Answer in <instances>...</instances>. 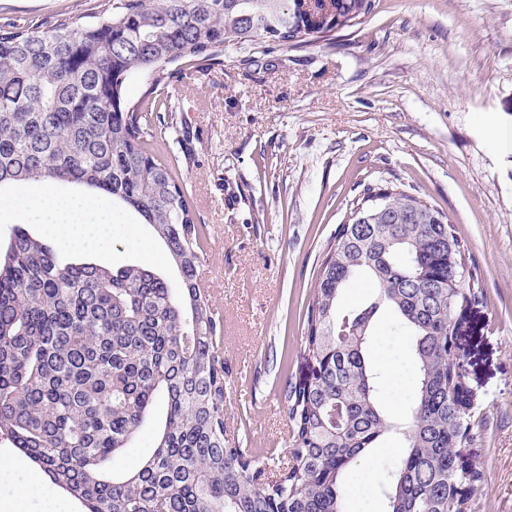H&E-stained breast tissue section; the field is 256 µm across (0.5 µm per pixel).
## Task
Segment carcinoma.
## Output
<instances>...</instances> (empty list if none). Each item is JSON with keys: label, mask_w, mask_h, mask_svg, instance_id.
I'll list each match as a JSON object with an SVG mask.
<instances>
[{"label": "carcinoma", "mask_w": 512, "mask_h": 512, "mask_svg": "<svg viewBox=\"0 0 512 512\" xmlns=\"http://www.w3.org/2000/svg\"><path fill=\"white\" fill-rule=\"evenodd\" d=\"M375 0H336L349 12ZM292 0H88L41 28L0 24V187L51 181L105 193L165 244L179 278L141 265L63 264L13 227L0 263V443L22 451L85 512H344L342 483L393 424L379 406L384 367L368 358L383 313L415 368L404 454L382 488L386 512H468L482 472L459 461L473 440L449 350L454 316L482 292L447 216L401 189L388 212L339 225L298 350L310 380L280 391L290 461L269 480L228 430L220 318L198 282L202 225L171 161L149 150L186 60L203 72L224 48L288 30ZM290 42L327 36L326 21ZM150 84L137 102L124 88ZM365 280L354 307L340 299ZM165 404L150 455L112 463Z\"/></svg>", "instance_id": "cac0c4a2"}]
</instances>
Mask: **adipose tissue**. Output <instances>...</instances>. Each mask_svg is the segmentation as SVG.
<instances>
[{"label": "adipose tissue", "instance_id": "1", "mask_svg": "<svg viewBox=\"0 0 512 512\" xmlns=\"http://www.w3.org/2000/svg\"><path fill=\"white\" fill-rule=\"evenodd\" d=\"M4 224L41 223L52 227L70 245L82 249L108 250L115 226L103 197L72 198L45 182L33 192L0 209Z\"/></svg>", "mask_w": 512, "mask_h": 512}]
</instances>
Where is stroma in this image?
Returning a JSON list of instances; mask_svg holds the SVG:
<instances>
[{"instance_id":"stroma-1","label":"stroma","mask_w":512,"mask_h":512,"mask_svg":"<svg viewBox=\"0 0 512 512\" xmlns=\"http://www.w3.org/2000/svg\"><path fill=\"white\" fill-rule=\"evenodd\" d=\"M83 5L0 0V22L42 26ZM173 102L151 147L172 157L204 227L199 279L224 305L226 405L242 446L287 460L279 392L307 375L296 351L323 256L355 193L393 181L447 215L479 270L483 298L460 345L476 432L465 457L483 473L468 512H512V0H376L333 40L230 46L207 73L183 67ZM26 230L67 262L172 272L130 215L106 252L63 248L44 224ZM372 355L386 368L382 409L407 419L406 340L379 327ZM402 453L386 436L346 472L345 512H385L379 487ZM2 469L15 482L0 485V512H82L6 444Z\"/></svg>"}]
</instances>
